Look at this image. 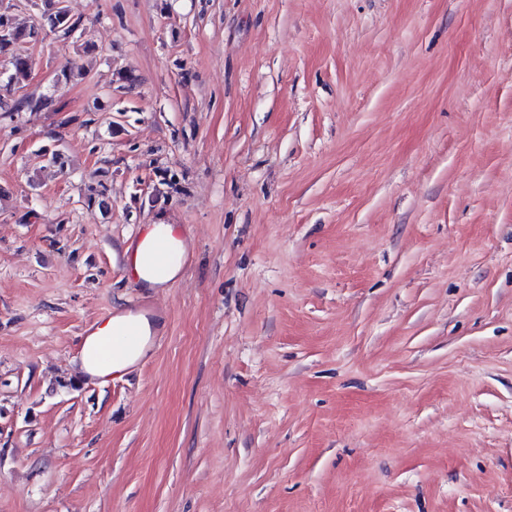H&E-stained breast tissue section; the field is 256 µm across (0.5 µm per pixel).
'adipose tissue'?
<instances>
[{"mask_svg":"<svg viewBox=\"0 0 512 512\" xmlns=\"http://www.w3.org/2000/svg\"><path fill=\"white\" fill-rule=\"evenodd\" d=\"M189 241L176 224H153L146 228L128 257L133 275L143 287H168L182 273ZM158 324L145 313L118 310L84 336L80 370L85 377L101 381L123 375L147 355Z\"/></svg>","mask_w":512,"mask_h":512,"instance_id":"obj_1","label":"adipose tissue"}]
</instances>
